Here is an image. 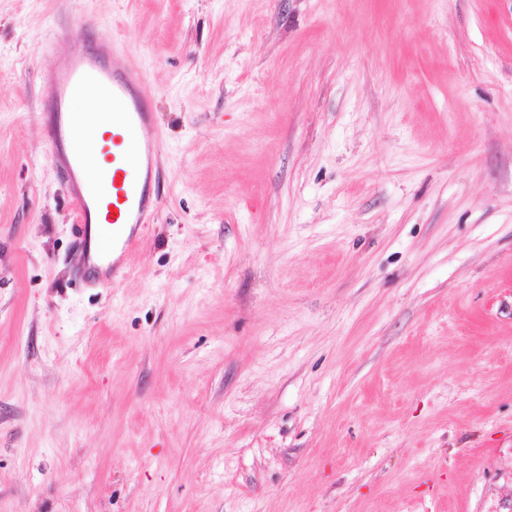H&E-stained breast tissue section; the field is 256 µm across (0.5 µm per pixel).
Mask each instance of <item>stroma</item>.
<instances>
[{
	"mask_svg": "<svg viewBox=\"0 0 512 512\" xmlns=\"http://www.w3.org/2000/svg\"><path fill=\"white\" fill-rule=\"evenodd\" d=\"M0 0V512H512V0ZM121 39L159 207L82 279L51 61Z\"/></svg>",
	"mask_w": 512,
	"mask_h": 512,
	"instance_id": "35a3bbf8",
	"label": "stroma"
}]
</instances>
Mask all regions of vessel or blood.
<instances>
[{"label":"vessel or blood","instance_id":"obj_1","mask_svg":"<svg viewBox=\"0 0 512 512\" xmlns=\"http://www.w3.org/2000/svg\"><path fill=\"white\" fill-rule=\"evenodd\" d=\"M144 81L116 41L74 44L47 77L48 152L70 187L83 267L103 287L126 273L128 255L140 246V227L159 205V144ZM78 101L91 108L90 117L74 112ZM92 136L100 140L98 154L76 149ZM106 164L107 177L101 171Z\"/></svg>","mask_w":512,"mask_h":512}]
</instances>
